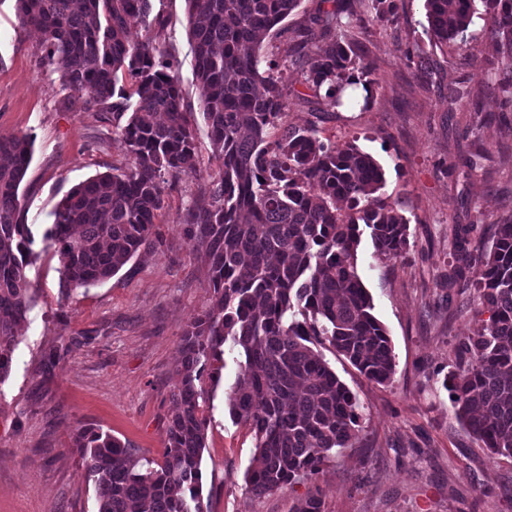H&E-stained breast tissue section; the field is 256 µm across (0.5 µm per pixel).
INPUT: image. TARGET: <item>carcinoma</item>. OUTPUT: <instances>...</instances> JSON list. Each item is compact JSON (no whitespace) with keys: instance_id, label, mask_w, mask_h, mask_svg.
Here are the masks:
<instances>
[{"instance_id":"1","label":"carcinoma","mask_w":512,"mask_h":512,"mask_svg":"<svg viewBox=\"0 0 512 512\" xmlns=\"http://www.w3.org/2000/svg\"><path fill=\"white\" fill-rule=\"evenodd\" d=\"M194 77L204 90L202 114L221 160L188 210L182 231L208 266L211 303L179 343L176 410L163 460L141 455L95 427L77 431L74 447L95 485L98 512H204L202 454L209 387L224 368L228 340L242 361L227 393L230 416L250 425L255 453L245 473L248 493L290 489L317 475L359 426L357 403L318 347L344 356L368 380L395 373L390 339L372 313L357 271L360 225L385 258L406 250L409 225L382 197L381 165L349 142L340 147L312 127L284 122L287 94L260 50L301 0H184ZM291 30L288 57L321 104H342L353 85L371 109L383 89L377 65L361 59L357 35L397 18V0H321ZM474 0H425L431 46L471 57L457 41L472 23ZM497 56L486 62L512 85V0H483ZM23 29L41 34L43 61L54 67L70 103L112 115L130 164L76 185L55 207L47 238L57 246L65 284L111 279L152 244L165 208L163 184L198 173L195 138L182 106L179 72L151 42L130 30L147 25L153 0H15ZM347 16L342 21L341 16ZM129 89H116L118 75ZM448 104L471 97L448 79ZM33 158L30 136L0 137V383L8 377L31 296L24 269L32 255L19 198ZM475 224L453 225V288L467 267H484L478 285L488 319L454 351L449 372L457 418L494 456L512 457V218L474 240ZM295 512H324L318 493Z\"/></svg>"}]
</instances>
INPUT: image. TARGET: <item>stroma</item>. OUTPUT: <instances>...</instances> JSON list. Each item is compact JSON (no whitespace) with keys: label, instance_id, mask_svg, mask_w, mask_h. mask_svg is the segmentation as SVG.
Wrapping results in <instances>:
<instances>
[{"label":"stroma","instance_id":"1","mask_svg":"<svg viewBox=\"0 0 512 512\" xmlns=\"http://www.w3.org/2000/svg\"><path fill=\"white\" fill-rule=\"evenodd\" d=\"M319 5L302 0L263 52L280 62L287 122L315 125L322 141H353L372 154L384 171L383 196L409 222L401 257H378L366 233L357 257L373 313L391 340L395 374L385 384L370 382L344 357L323 349L357 399L356 437L314 479L254 496L244 490V474L256 438L248 424L229 415L227 393L239 367L236 347L225 343L222 378L205 411L204 504L209 512H294L300 499L316 492L325 512H512V458L482 447L457 420L444 386L454 345L479 326L469 292L448 285L450 227L512 217V163L501 160L512 154V87L452 111L434 82L413 76L403 55L407 46L419 47L431 52L443 74L483 88L491 76L480 61L495 52L485 5L475 4L466 33L475 60L464 65L455 53L432 50L424 0H398L396 22L371 26L359 37L363 54L385 76L368 112H321L302 94V71L288 60L286 30ZM155 10L161 25L134 28L130 37L153 40L175 56L199 173L165 184L154 246L111 279L65 296L59 254L45 237L52 212L76 184L126 167L129 158L108 114L65 105L68 92L58 73L41 62L40 34L21 29L15 0H0V136L34 140L19 197L37 255L25 269L33 303L10 374L0 383V512H97L95 488L73 446L81 427L100 428L157 460L164 453L179 341L211 298L208 269L181 223L220 162L201 114L185 4L157 0ZM476 138L497 143L499 151L478 158L467 172L460 156ZM53 352L61 358L50 368L46 359Z\"/></svg>","mask_w":512,"mask_h":512}]
</instances>
